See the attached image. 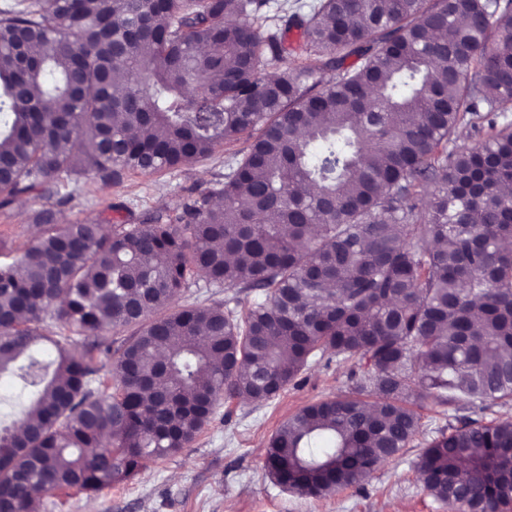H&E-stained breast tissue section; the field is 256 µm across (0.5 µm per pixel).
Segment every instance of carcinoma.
<instances>
[{"label":"carcinoma","mask_w":512,"mask_h":512,"mask_svg":"<svg viewBox=\"0 0 512 512\" xmlns=\"http://www.w3.org/2000/svg\"><path fill=\"white\" fill-rule=\"evenodd\" d=\"M510 112L512 0H4L0 209L44 203L0 264V377L32 394L0 430V512L124 482L222 399L265 403L325 358L351 364L348 390L265 448L301 496L401 454L429 399L444 415L512 399ZM464 122L485 139L448 148ZM246 133L166 223L57 222L64 181L119 185ZM200 273L263 299L174 307ZM416 467L437 500L512 512L511 421L458 417Z\"/></svg>","instance_id":"1"}]
</instances>
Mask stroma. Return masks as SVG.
Returning a JSON list of instances; mask_svg holds the SVG:
<instances>
[{
	"label": "stroma",
	"mask_w": 512,
	"mask_h": 512,
	"mask_svg": "<svg viewBox=\"0 0 512 512\" xmlns=\"http://www.w3.org/2000/svg\"><path fill=\"white\" fill-rule=\"evenodd\" d=\"M247 138L224 143L207 160L158 175L135 176L123 185L90 183L78 192L60 189L58 221L100 218L113 224L146 216H174L189 187L224 175V162ZM34 193L19 196L0 213V263L38 232L27 216L39 209ZM349 366L314 365L274 400L263 404L222 401L195 440L165 460L148 463L133 479L98 493L75 490L42 495L38 512H456L435 500L418 479L420 448L442 421L434 406L422 411L424 426L405 453L383 463L368 479L322 498L299 496L277 484L265 467V447L279 426L301 408L347 390Z\"/></svg>",
	"instance_id": "stroma-1"
}]
</instances>
